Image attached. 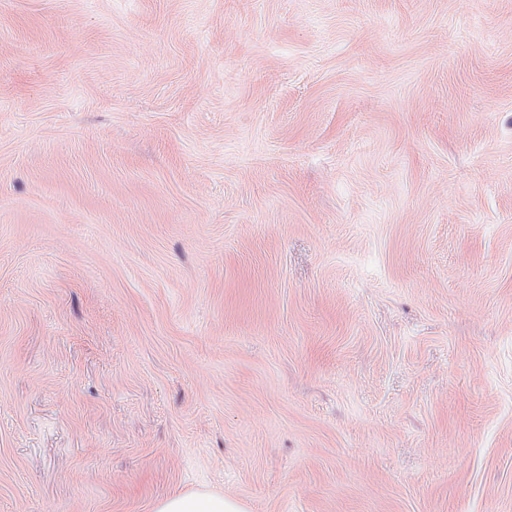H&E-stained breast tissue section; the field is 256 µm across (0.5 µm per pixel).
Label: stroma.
I'll return each instance as SVG.
<instances>
[{
    "label": "stroma",
    "instance_id": "35a3bbf8",
    "mask_svg": "<svg viewBox=\"0 0 512 512\" xmlns=\"http://www.w3.org/2000/svg\"><path fill=\"white\" fill-rule=\"evenodd\" d=\"M512 512V0H0V512ZM154 512H248L235 499L208 491L176 494L159 501Z\"/></svg>",
    "mask_w": 512,
    "mask_h": 512
}]
</instances>
